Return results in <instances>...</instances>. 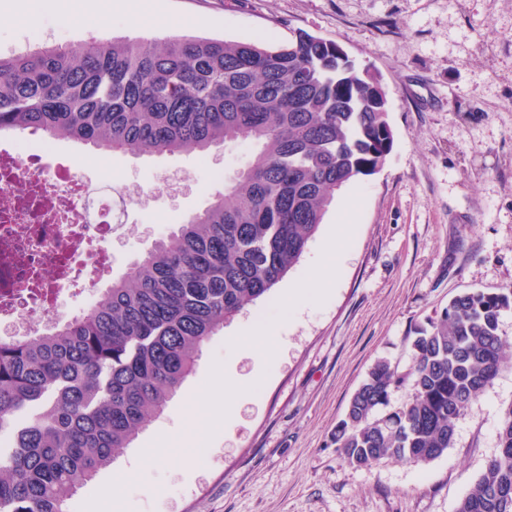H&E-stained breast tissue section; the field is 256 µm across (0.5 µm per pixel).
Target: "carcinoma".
Masks as SVG:
<instances>
[{
    "mask_svg": "<svg viewBox=\"0 0 512 512\" xmlns=\"http://www.w3.org/2000/svg\"><path fill=\"white\" fill-rule=\"evenodd\" d=\"M68 137L106 153L202 152L251 140L250 167L156 243L79 317L0 340V512L67 501L160 414L204 344L301 258L336 191L393 146L380 79L309 33L279 47L193 36L79 40L0 55V133ZM512 289L471 291L416 329L403 374L378 360L332 442L354 467L428 464L506 360ZM408 400L390 409L393 391ZM498 454L456 512H512V405Z\"/></svg>",
    "mask_w": 512,
    "mask_h": 512,
    "instance_id": "carcinoma-1",
    "label": "carcinoma"
}]
</instances>
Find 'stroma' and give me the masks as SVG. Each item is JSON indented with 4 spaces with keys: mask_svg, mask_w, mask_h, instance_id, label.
<instances>
[{
    "mask_svg": "<svg viewBox=\"0 0 512 512\" xmlns=\"http://www.w3.org/2000/svg\"><path fill=\"white\" fill-rule=\"evenodd\" d=\"M0 0V54L58 42L190 35L280 45L298 33L336 42L377 74L394 142L383 168L336 192L317 233L279 288L247 306L202 349L162 414L116 451L67 512H455L498 452L512 405V308L498 333L507 360L456 422L455 441L423 466L384 460L369 468L339 457L331 432L372 365L407 371L417 326L454 296L512 289V0H142L139 12L104 0ZM243 140L203 153L110 154L117 183L149 188L112 237L121 278L185 218L245 170ZM355 232L333 288L283 313V288L322 259L338 213ZM285 322L277 355L258 367L227 337L253 322ZM232 361L240 379H265L238 400L232 422L212 411L194 432L196 389ZM175 445L164 461L142 451Z\"/></svg>",
    "mask_w": 512,
    "mask_h": 512,
    "instance_id": "stroma-1",
    "label": "stroma"
}]
</instances>
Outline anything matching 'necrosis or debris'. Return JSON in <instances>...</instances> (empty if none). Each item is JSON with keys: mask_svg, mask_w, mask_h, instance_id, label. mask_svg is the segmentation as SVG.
<instances>
[{"mask_svg": "<svg viewBox=\"0 0 512 512\" xmlns=\"http://www.w3.org/2000/svg\"><path fill=\"white\" fill-rule=\"evenodd\" d=\"M51 139L0 144V334L37 336L72 286L91 287L109 267L99 244L125 225L147 192L91 183L68 167L49 168Z\"/></svg>", "mask_w": 512, "mask_h": 512, "instance_id": "necrosis-or-debris-1", "label": "necrosis or debris"}]
</instances>
